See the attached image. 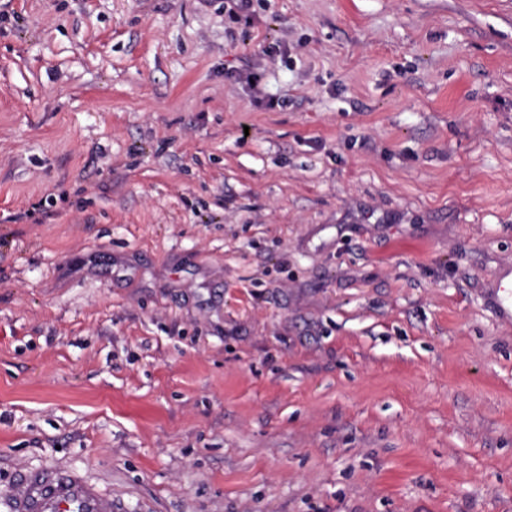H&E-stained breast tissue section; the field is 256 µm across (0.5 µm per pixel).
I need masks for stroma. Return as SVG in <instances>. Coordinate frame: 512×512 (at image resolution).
Instances as JSON below:
<instances>
[{
	"instance_id": "stroma-1",
	"label": "stroma",
	"mask_w": 512,
	"mask_h": 512,
	"mask_svg": "<svg viewBox=\"0 0 512 512\" xmlns=\"http://www.w3.org/2000/svg\"><path fill=\"white\" fill-rule=\"evenodd\" d=\"M509 264L512 0H0V512H512ZM497 308L501 316L512 318V271L497 277ZM13 512H115L112 497L79 475L59 470L33 472L21 482Z\"/></svg>"
}]
</instances>
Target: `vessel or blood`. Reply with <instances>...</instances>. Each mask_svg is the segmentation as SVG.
<instances>
[{"instance_id":"obj_1","label":"vessel or blood","mask_w":512,"mask_h":512,"mask_svg":"<svg viewBox=\"0 0 512 512\" xmlns=\"http://www.w3.org/2000/svg\"><path fill=\"white\" fill-rule=\"evenodd\" d=\"M497 308L512 318V271L497 277ZM13 512H115L112 498L79 475L59 470L33 472L21 482Z\"/></svg>"}]
</instances>
